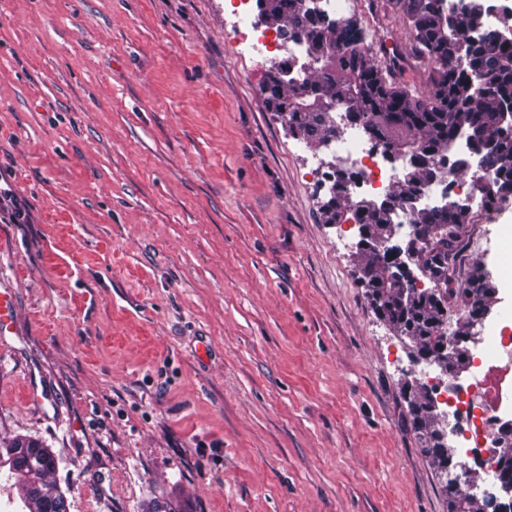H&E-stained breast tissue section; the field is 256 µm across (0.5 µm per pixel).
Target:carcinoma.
I'll use <instances>...</instances> for the list:
<instances>
[{"instance_id":"carcinoma-1","label":"carcinoma","mask_w":512,"mask_h":512,"mask_svg":"<svg viewBox=\"0 0 512 512\" xmlns=\"http://www.w3.org/2000/svg\"><path fill=\"white\" fill-rule=\"evenodd\" d=\"M385 8L397 13L410 37V59L428 68L430 82L419 92L397 81L385 61L374 62L371 45L366 43L361 19L334 17L328 10L306 12L304 0H256L259 17L277 25L280 36L303 43L309 51L338 50L336 60L319 64L310 71L286 76L278 69L268 73L260 91L272 111L288 123V131L308 144L326 145L341 138L330 114L320 110L319 101L333 100L336 108H347L350 121L365 128L371 146L393 145L390 163L404 158L412 165L402 169L394 186L377 207H357L351 217L357 224L380 230L395 223L402 205L419 199L417 190L437 183L425 166L429 160L447 159L466 129L476 126L496 138L497 153L486 155L473 146L455 155L458 174L484 171L491 187L481 193L484 200L499 202L512 196V13L492 0H384ZM466 46V57L459 55ZM492 84V93H483V83ZM323 208L327 221L336 223L342 207L348 206L347 185L335 183ZM440 194V200L419 210L417 233L432 242L424 257L430 282L448 277V263L463 250L461 224L469 208L453 209ZM357 266L364 269L362 283L370 304L391 327L415 340L421 352L435 353L443 346L437 328L440 306L419 292L411 303L396 301V289L412 287L415 278L406 275L394 283L386 280L389 261L373 252L356 253ZM491 287L484 272L473 271L467 287L461 289L470 318L481 320L490 301ZM412 424L421 448L429 458L448 495L449 512H481V506L459 493L449 468L465 467L462 461H448V445L432 430L430 393L419 391L410 397ZM19 476L22 512H69L67 497L52 475L56 461L38 442L14 439L0 448V467Z\"/></svg>"}]
</instances>
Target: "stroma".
<instances>
[{
    "label": "stroma",
    "mask_w": 512,
    "mask_h": 512,
    "mask_svg": "<svg viewBox=\"0 0 512 512\" xmlns=\"http://www.w3.org/2000/svg\"><path fill=\"white\" fill-rule=\"evenodd\" d=\"M336 0L407 49L397 19ZM230 0H0V441L58 460L69 512H448L407 349L326 223L330 148L291 137ZM512 204L462 226L512 329ZM47 399L25 403L29 382Z\"/></svg>",
    "instance_id": "stroma-1"
}]
</instances>
